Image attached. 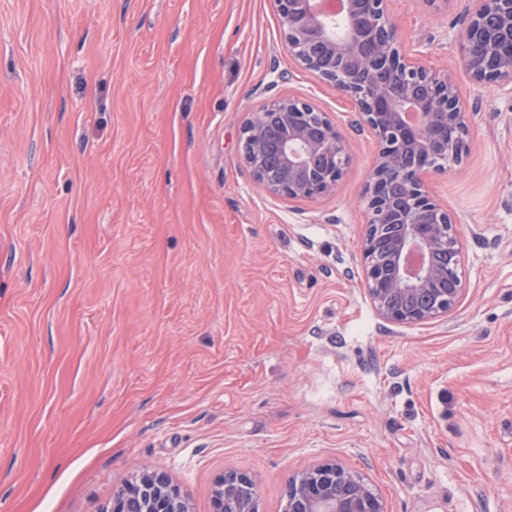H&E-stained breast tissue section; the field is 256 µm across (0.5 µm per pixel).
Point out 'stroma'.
Here are the masks:
<instances>
[{
    "instance_id": "stroma-1",
    "label": "stroma",
    "mask_w": 512,
    "mask_h": 512,
    "mask_svg": "<svg viewBox=\"0 0 512 512\" xmlns=\"http://www.w3.org/2000/svg\"><path fill=\"white\" fill-rule=\"evenodd\" d=\"M472 0H387L468 114L429 191L456 214L454 310L384 322L358 200L378 145L290 57L273 0H0V512H103L142 471L191 512L251 473L261 512L333 457L386 512H512V94L475 84ZM326 112L333 194L256 183L271 100Z\"/></svg>"
}]
</instances>
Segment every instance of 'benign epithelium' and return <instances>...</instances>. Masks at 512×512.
I'll use <instances>...</instances> for the list:
<instances>
[{"label": "benign epithelium", "mask_w": 512, "mask_h": 512, "mask_svg": "<svg viewBox=\"0 0 512 512\" xmlns=\"http://www.w3.org/2000/svg\"><path fill=\"white\" fill-rule=\"evenodd\" d=\"M386 0H345L346 33H330L331 17L319 0H275L285 45L295 63L348 97L357 125L371 133L379 150L362 196L367 215L362 240L367 293L379 316L392 324H421L447 315L465 291L462 245L456 218L430 195L428 176L458 164L467 152V118L448 76L400 50L397 26ZM477 7L459 35L462 58L481 84L512 86V0H474ZM496 23L489 25L488 16ZM242 160L269 192L290 199L333 193L349 161L348 144L326 113L292 97L272 100L243 127ZM400 181L413 207L405 212L384 190ZM387 224H400L399 238L383 239ZM391 253L395 271L381 273L372 257ZM437 249L448 252L442 267L432 264ZM105 512H127L128 501L152 490L147 512H190L188 498L167 475L142 472ZM255 485L253 476L229 470L213 491V512H255L235 489ZM287 512H385L358 476L326 458L288 476Z\"/></svg>", "instance_id": "7a95c632"}]
</instances>
